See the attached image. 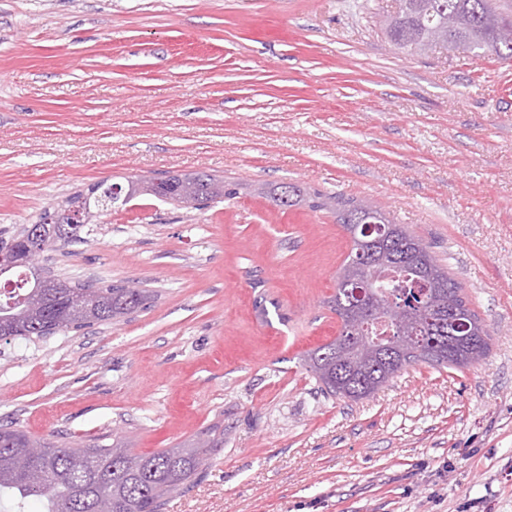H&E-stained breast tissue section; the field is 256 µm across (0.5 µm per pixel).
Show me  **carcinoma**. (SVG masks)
Masks as SVG:
<instances>
[{
    "label": "carcinoma",
    "mask_w": 512,
    "mask_h": 512,
    "mask_svg": "<svg viewBox=\"0 0 512 512\" xmlns=\"http://www.w3.org/2000/svg\"><path fill=\"white\" fill-rule=\"evenodd\" d=\"M503 24L512 25V14L496 11L490 0H402L400 11L389 17L384 33L404 50H423L439 42L450 51H467L471 57L491 56L512 62V42L505 43L497 36ZM222 184L224 180L212 174L188 172L129 181L124 191L201 210L246 189L283 210H331L336 223L348 234L364 224L385 226L379 241L362 232L351 238V251L337 272L336 292L329 301L343 321L344 334L307 352L304 358L324 393L358 401L385 386L396 372L419 361L460 369L488 356L491 331L470 308L461 284L438 263L422 239L395 223L384 210L364 203L338 207L336 197L293 183L246 187L238 183L228 185L221 193L213 191ZM12 242L14 258H25L31 246L27 229H22ZM380 260L391 265L404 262L412 269L404 285L408 300L414 302L411 311L421 322L405 323L403 332L420 336L430 345L423 360L409 346L394 351L395 360L391 362L369 350L345 354V348L359 335L348 326L359 302L355 291L373 276ZM29 291V286L19 289L9 302L0 294V317H7L14 339L120 322L148 309L154 301L153 292L147 289L107 287L85 292L61 277L33 297H27ZM394 293L393 286L377 282L368 289V299L387 304ZM34 444L43 448L34 466L54 484L50 495L27 473V449ZM214 447V440L208 438L184 441L148 455L135 454L118 441L62 448L50 441L36 442L11 426H0V499L10 502L15 512H25L32 499L39 501L41 512H161L166 497L198 476L208 449Z\"/></svg>",
    "instance_id": "cac0c4a2"
}]
</instances>
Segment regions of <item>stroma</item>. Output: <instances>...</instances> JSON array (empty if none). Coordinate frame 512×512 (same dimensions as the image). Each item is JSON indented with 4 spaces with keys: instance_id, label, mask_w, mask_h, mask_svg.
I'll return each mask as SVG.
<instances>
[{
    "instance_id": "35a3bbf8",
    "label": "stroma",
    "mask_w": 512,
    "mask_h": 512,
    "mask_svg": "<svg viewBox=\"0 0 512 512\" xmlns=\"http://www.w3.org/2000/svg\"><path fill=\"white\" fill-rule=\"evenodd\" d=\"M397 0H0V238L93 184L198 170L381 207L492 332L324 394L350 243L328 211L142 196L41 256L154 292L131 319L0 340V425L139 453L215 439L162 512H512V62L401 50Z\"/></svg>"
}]
</instances>
